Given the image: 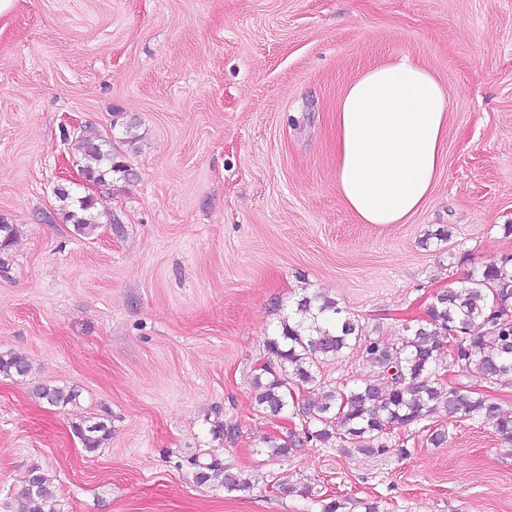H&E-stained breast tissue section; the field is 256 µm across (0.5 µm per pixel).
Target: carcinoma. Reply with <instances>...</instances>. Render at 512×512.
<instances>
[{
  "label": "carcinoma",
  "instance_id": "cac0c4a2",
  "mask_svg": "<svg viewBox=\"0 0 512 512\" xmlns=\"http://www.w3.org/2000/svg\"><path fill=\"white\" fill-rule=\"evenodd\" d=\"M74 149L89 182L105 185L114 173L130 175L129 166L112 141V134H80ZM58 198L72 199L65 186L56 189ZM74 200V199H72ZM92 196L74 200L65 212L76 232L89 236L105 217L118 223L116 215L100 212ZM512 292V257L487 264L481 275L468 284L439 294L428 311V319L404 328L396 344L365 335L355 318L341 317L337 303L323 295L298 300L294 316L282 325V333L266 341L263 361L254 381L255 402L276 417L289 401L297 403L300 432L289 439L269 437L265 444L274 459L288 456L292 447L317 443L322 448L354 450L383 456L391 452L393 435L417 427L445 409L448 415L461 413L492 423L498 434L512 439V415L490 398L468 385L450 386L444 375L452 368L476 374L490 385H512V317L502 302ZM361 345L366 361L380 369L382 380L364 379L353 387L327 382L319 364L343 351ZM31 372L27 358L14 352L0 354V373L26 378ZM33 395L51 406L76 402V390L60 385L37 383ZM76 437L88 452L103 447L111 435L106 421L87 419L73 425ZM195 479L206 484L221 479L224 491L245 492L252 479L212 459L192 457ZM23 495L26 512H55L50 480L33 466Z\"/></svg>",
  "mask_w": 512,
  "mask_h": 512
}]
</instances>
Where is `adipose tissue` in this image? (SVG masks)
Here are the masks:
<instances>
[{"label": "adipose tissue", "mask_w": 512, "mask_h": 512, "mask_svg": "<svg viewBox=\"0 0 512 512\" xmlns=\"http://www.w3.org/2000/svg\"><path fill=\"white\" fill-rule=\"evenodd\" d=\"M449 103L407 55L348 86L335 115V183L361 223H405L429 198L446 163Z\"/></svg>", "instance_id": "ef3b65f1"}]
</instances>
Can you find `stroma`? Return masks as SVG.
<instances>
[{
  "instance_id": "obj_1",
  "label": "stroma",
  "mask_w": 512,
  "mask_h": 512,
  "mask_svg": "<svg viewBox=\"0 0 512 512\" xmlns=\"http://www.w3.org/2000/svg\"><path fill=\"white\" fill-rule=\"evenodd\" d=\"M402 55L449 94L446 165L407 223L363 224L336 192V106ZM86 131L112 133L129 178L86 181ZM62 185L122 232L76 233ZM0 220L18 229L0 352L32 365L0 374V512H21L34 466L58 512H512V440L492 424L442 413L403 454L274 459L264 441L293 413L264 414L254 384L303 295L392 343L437 293L512 256V0H19L0 18ZM321 373L378 370L356 348ZM38 382L79 397L50 406ZM89 416L111 429L94 453L73 432ZM198 454L253 487L197 484Z\"/></svg>"
}]
</instances>
